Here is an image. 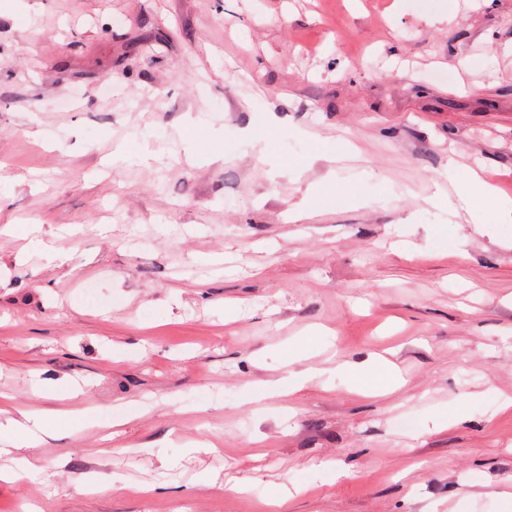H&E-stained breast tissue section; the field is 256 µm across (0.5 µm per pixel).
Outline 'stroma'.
Instances as JSON below:
<instances>
[{"label": "stroma", "instance_id": "35a3bbf8", "mask_svg": "<svg viewBox=\"0 0 512 512\" xmlns=\"http://www.w3.org/2000/svg\"><path fill=\"white\" fill-rule=\"evenodd\" d=\"M452 160L512 210V0H0V423L75 418L0 512H512V220ZM466 178L470 187V195L483 200H488L493 193V186L488 180V171L484 167L471 169L466 173Z\"/></svg>", "mask_w": 512, "mask_h": 512}]
</instances>
